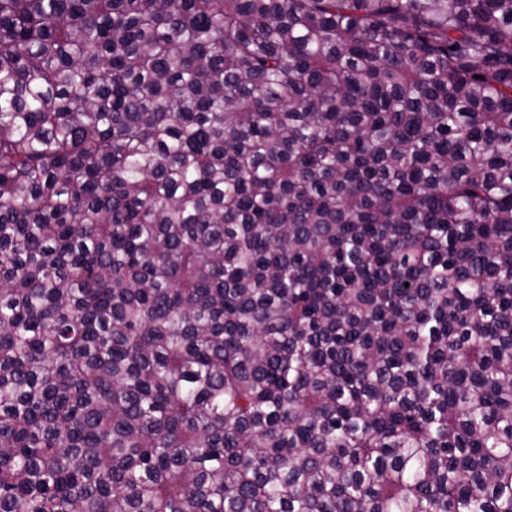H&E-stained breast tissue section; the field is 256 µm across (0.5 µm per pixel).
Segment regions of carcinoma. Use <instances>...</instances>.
Here are the masks:
<instances>
[{"mask_svg":"<svg viewBox=\"0 0 512 512\" xmlns=\"http://www.w3.org/2000/svg\"><path fill=\"white\" fill-rule=\"evenodd\" d=\"M0 512H512V0H0Z\"/></svg>","mask_w":512,"mask_h":512,"instance_id":"cac0c4a2","label":"carcinoma"}]
</instances>
